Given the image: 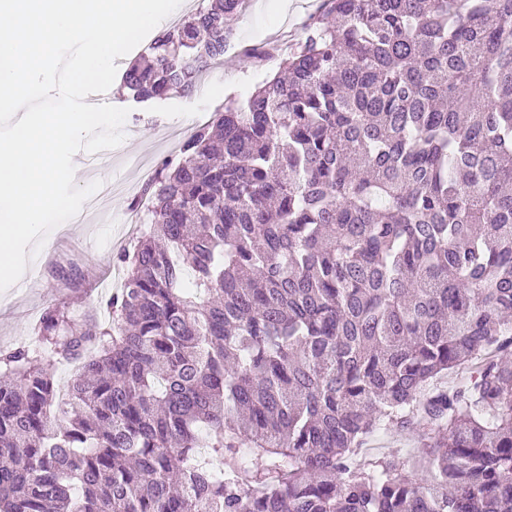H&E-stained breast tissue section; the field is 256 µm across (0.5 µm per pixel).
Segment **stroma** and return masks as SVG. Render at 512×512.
I'll use <instances>...</instances> for the list:
<instances>
[{"label": "stroma", "instance_id": "1", "mask_svg": "<svg viewBox=\"0 0 512 512\" xmlns=\"http://www.w3.org/2000/svg\"><path fill=\"white\" fill-rule=\"evenodd\" d=\"M286 13L270 15L265 0H249L247 10L230 25L233 37L224 57L204 74L196 90L153 102L137 103L122 86L111 90V101L129 108L125 139L109 158L89 165L80 152L75 183L111 184L105 209L84 208L83 219L53 229L36 255L37 276L23 275L0 292V348L33 343L46 307L65 299L82 312H99L112 293L116 257L133 226L134 204L144 180L158 163L175 156L192 129L194 114L213 117L228 98L247 99L255 87L277 69L267 48L289 52L304 22L321 10L322 0H288Z\"/></svg>", "mask_w": 512, "mask_h": 512}]
</instances>
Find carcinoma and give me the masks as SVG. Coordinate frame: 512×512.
<instances>
[{"label": "carcinoma", "mask_w": 512, "mask_h": 512, "mask_svg": "<svg viewBox=\"0 0 512 512\" xmlns=\"http://www.w3.org/2000/svg\"><path fill=\"white\" fill-rule=\"evenodd\" d=\"M244 5L159 35L133 100ZM141 195L102 316L0 349V512H512V0H325ZM371 444L373 447L370 451L374 453H389L397 450L403 453L406 448H411L410 440L393 432L377 434Z\"/></svg>", "instance_id": "carcinoma-1"}]
</instances>
